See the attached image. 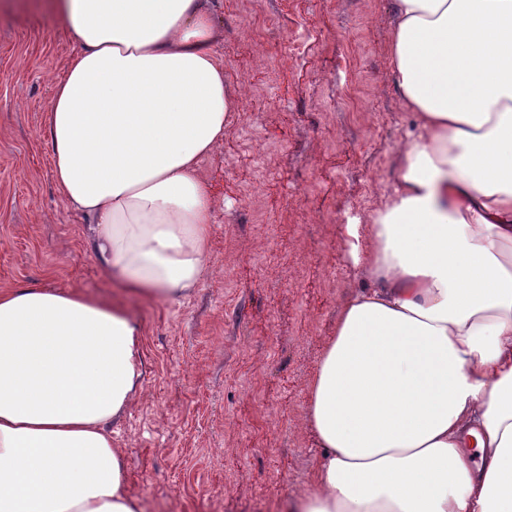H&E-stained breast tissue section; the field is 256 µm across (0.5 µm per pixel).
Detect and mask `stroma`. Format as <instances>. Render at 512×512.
I'll return each instance as SVG.
<instances>
[{
    "instance_id": "1",
    "label": "stroma",
    "mask_w": 512,
    "mask_h": 512,
    "mask_svg": "<svg viewBox=\"0 0 512 512\" xmlns=\"http://www.w3.org/2000/svg\"><path fill=\"white\" fill-rule=\"evenodd\" d=\"M213 6L224 81L252 109L202 162L209 269L175 305L126 294L55 185L42 123L75 32L46 0L0 10V289L88 292L143 324L142 388L109 429L145 512H282L320 453L310 382L341 299L365 284L346 224L368 223L395 186L415 119L390 69V0ZM293 41L307 49L291 58Z\"/></svg>"
}]
</instances>
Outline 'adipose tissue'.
Listing matches in <instances>:
<instances>
[{"label":"adipose tissue","instance_id":"ef3b65f1","mask_svg":"<svg viewBox=\"0 0 512 512\" xmlns=\"http://www.w3.org/2000/svg\"><path fill=\"white\" fill-rule=\"evenodd\" d=\"M79 50L43 118L100 267L179 304L208 269L200 163L238 107L211 0H49ZM415 129L347 227L370 285L339 304L309 388L321 455L288 512H512V0H392ZM143 325L83 292L0 290V512H144L112 441Z\"/></svg>","mask_w":512,"mask_h":512}]
</instances>
